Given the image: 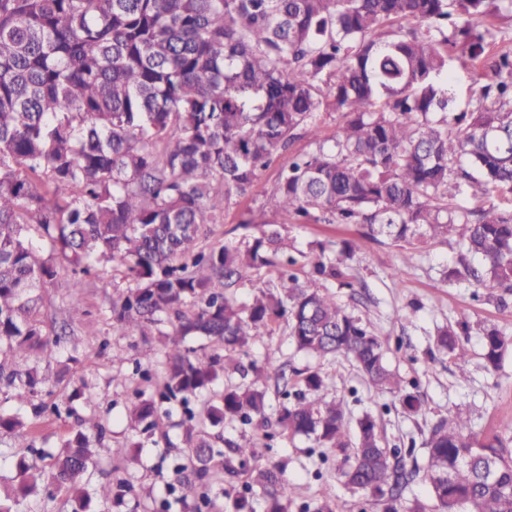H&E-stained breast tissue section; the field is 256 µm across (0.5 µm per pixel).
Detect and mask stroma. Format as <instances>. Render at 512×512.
<instances>
[{
  "instance_id": "1",
  "label": "stroma",
  "mask_w": 512,
  "mask_h": 512,
  "mask_svg": "<svg viewBox=\"0 0 512 512\" xmlns=\"http://www.w3.org/2000/svg\"><path fill=\"white\" fill-rule=\"evenodd\" d=\"M310 148L309 138L303 137L288 153L279 154L248 192L225 209L220 222L203 237V245L243 241V213L258 208L271 193L289 155ZM357 231L353 224L284 221L289 242L307 254L316 242H338ZM406 252L415 255L408 266L401 263ZM457 258L458 245L452 239L426 238L412 246L387 239L368 244L350 261L351 287L331 289L337 302L367 322L384 342L392 368L420 396L419 413L405 412L392 394L368 385L348 359L320 361L296 352L284 327L253 346L247 357L260 361L266 354H275L287 363L288 379L293 383L299 371L319 367L328 380L330 396L344 401L350 420L366 413L375 416L384 444L399 449L406 465L425 467L428 430L451 411L470 419L477 439L496 435L512 449V351L504 356L499 370L490 372L484 367L480 344V332L487 325L512 337V302L501 306L490 290L447 281L445 274L455 267ZM70 282V275L64 273L42 290L46 331L61 334L63 341L56 362L42 366L55 378L52 392L42 391L34 397L38 403L55 401L62 413L36 418L30 437L0 432V476L15 475L17 461L31 458L32 447L58 451L71 436L76 419H93L104 431L92 438L96 465L90 470V487L125 479L134 484L137 498L115 507L93 495L85 512H187L172 488V471L184 460L179 402L160 405L153 431L141 432L128 421L136 391L155 396L162 388L161 344L138 335L113 334L112 299L128 282L111 263H100L96 274L86 278L80 305L69 300ZM461 321L470 326L469 356L458 363L436 350L434 338L438 329ZM223 436L233 442L256 439L259 465L285 464L286 475L296 487L288 512H304L325 500L335 502L336 512H382L375 498L348 489L339 473V460L323 457L321 448L307 438L278 432L269 440L259 437L254 426L237 421L225 423ZM126 444L139 446L138 460L113 455V448Z\"/></svg>"
}]
</instances>
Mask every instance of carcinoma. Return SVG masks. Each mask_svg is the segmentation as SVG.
<instances>
[{"label": "carcinoma", "mask_w": 512, "mask_h": 512, "mask_svg": "<svg viewBox=\"0 0 512 512\" xmlns=\"http://www.w3.org/2000/svg\"><path fill=\"white\" fill-rule=\"evenodd\" d=\"M503 12L512 13V0H0V384L23 406L50 383L12 359L57 353L40 292L59 273L53 257L75 274L110 262L134 281L112 301L113 332L163 338L160 397L184 405L187 463L174 482L191 512L208 505L214 456L230 479L253 457L250 440L213 448L209 428L240 420L266 429L271 371L283 380L276 426L335 455L348 485L398 512L399 489L418 470L381 445L372 415L352 433L320 370L304 371L292 393L286 365L272 357L245 365L235 355L284 322L298 351L351 359L365 380L419 412L369 325L299 274L351 288L347 260L362 242L455 234L459 267L448 278L512 291V207L489 202L512 194V52H493L490 22ZM399 21L411 26L391 28ZM458 67L481 72L484 83L473 109L455 114L448 85ZM324 74L337 81L316 98L313 82ZM323 112L344 118L329 142L318 136ZM302 133L313 149L290 160L259 211L241 220L262 225L259 235L197 249L203 228ZM454 190L473 206L449 208ZM268 215L362 232L303 262ZM262 271L269 288L240 300L237 289ZM468 330L442 329L435 345L464 362ZM199 338L224 355L181 347ZM511 348L497 327L482 330L486 368ZM229 369L251 382L225 386L196 419L189 400ZM156 414L143 398L130 421L149 431ZM86 425L49 470L17 463L0 483V512H15L40 484L70 493L81 512L94 465ZM0 429L33 433L18 412L1 411ZM424 445L436 512H512V451L499 437L479 440L450 413ZM133 491L123 480L98 489L106 502ZM293 496L285 465L272 464L251 471L232 509L254 512L259 497L265 512H288Z\"/></svg>", "instance_id": "cac0c4a2"}]
</instances>
